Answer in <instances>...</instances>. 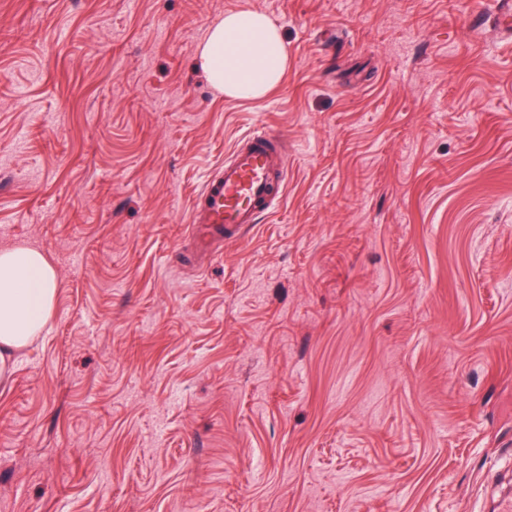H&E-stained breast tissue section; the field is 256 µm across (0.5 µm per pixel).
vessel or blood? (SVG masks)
Wrapping results in <instances>:
<instances>
[{
	"label": "vessel or blood",
	"mask_w": 512,
	"mask_h": 512,
	"mask_svg": "<svg viewBox=\"0 0 512 512\" xmlns=\"http://www.w3.org/2000/svg\"><path fill=\"white\" fill-rule=\"evenodd\" d=\"M288 155L284 138L270 131L245 135L219 171L209 175L192 212L189 236L196 249L239 239L275 208Z\"/></svg>",
	"instance_id": "b4317fda"
}]
</instances>
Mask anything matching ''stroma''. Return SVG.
<instances>
[{
    "label": "stroma",
    "mask_w": 512,
    "mask_h": 512,
    "mask_svg": "<svg viewBox=\"0 0 512 512\" xmlns=\"http://www.w3.org/2000/svg\"><path fill=\"white\" fill-rule=\"evenodd\" d=\"M280 28L259 100L196 66ZM281 203L184 264L209 173ZM53 314L0 384V512H497L512 496V31L496 0H0V249ZM198 65L218 93L261 99L281 83L288 51L280 28L265 13L240 9L211 26ZM285 139L270 131L245 135L209 175L193 209L189 237L206 252L213 244L239 239L276 208L273 188L283 182Z\"/></svg>",
    "instance_id": "1"
}]
</instances>
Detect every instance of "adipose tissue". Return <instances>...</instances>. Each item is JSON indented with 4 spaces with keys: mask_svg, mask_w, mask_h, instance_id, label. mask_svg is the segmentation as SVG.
<instances>
[{
    "mask_svg": "<svg viewBox=\"0 0 512 512\" xmlns=\"http://www.w3.org/2000/svg\"><path fill=\"white\" fill-rule=\"evenodd\" d=\"M198 65L218 93L260 99L281 83L288 51L280 28L265 13L240 9L211 26ZM56 293V272L40 251L0 250V383L12 376L14 354L48 322Z\"/></svg>",
    "mask_w": 512,
    "mask_h": 512,
    "instance_id": "1",
    "label": "adipose tissue"
}]
</instances>
